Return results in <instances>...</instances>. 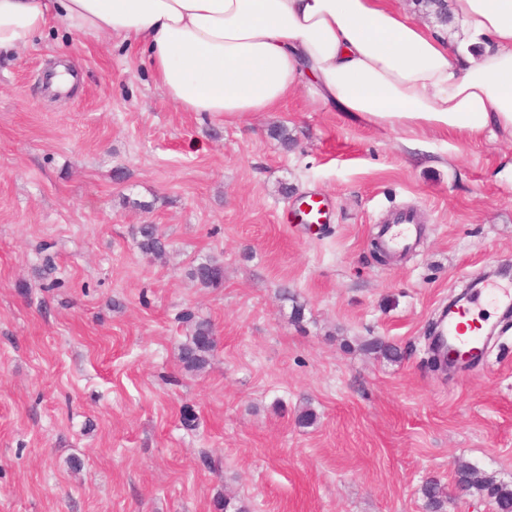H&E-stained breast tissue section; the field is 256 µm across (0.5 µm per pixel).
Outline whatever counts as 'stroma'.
<instances>
[{"instance_id":"obj_1","label":"stroma","mask_w":512,"mask_h":512,"mask_svg":"<svg viewBox=\"0 0 512 512\" xmlns=\"http://www.w3.org/2000/svg\"><path fill=\"white\" fill-rule=\"evenodd\" d=\"M402 137L305 89L230 121L180 111L116 39L49 27L1 51L0 512H217L227 494L425 512L424 482L459 467L512 482V323L477 293L482 361L444 372L429 349L449 300L512 265V139L430 135L412 155ZM307 194L331 223H288ZM398 209L421 237L383 265L372 242ZM141 224L165 258L138 249ZM210 256L224 284L201 289L187 272ZM194 319L217 337L200 373L178 361ZM136 244L143 254L155 259L164 257L169 247L166 238L159 234L155 224H141L137 227Z\"/></svg>"}]
</instances>
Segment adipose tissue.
I'll use <instances>...</instances> for the list:
<instances>
[{
    "instance_id": "ef3b65f1",
    "label": "adipose tissue",
    "mask_w": 512,
    "mask_h": 512,
    "mask_svg": "<svg viewBox=\"0 0 512 512\" xmlns=\"http://www.w3.org/2000/svg\"><path fill=\"white\" fill-rule=\"evenodd\" d=\"M446 33L385 0H0V51L48 24L143 48L181 111L232 119L312 95L356 122L512 137V0H449Z\"/></svg>"
}]
</instances>
